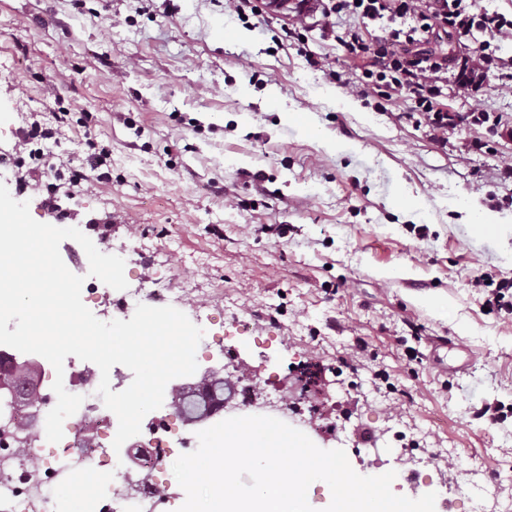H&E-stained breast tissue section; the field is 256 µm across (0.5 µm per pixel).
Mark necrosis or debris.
Wrapping results in <instances>:
<instances>
[{
  "instance_id": "necrosis-or-debris-1",
  "label": "necrosis or debris",
  "mask_w": 512,
  "mask_h": 512,
  "mask_svg": "<svg viewBox=\"0 0 512 512\" xmlns=\"http://www.w3.org/2000/svg\"><path fill=\"white\" fill-rule=\"evenodd\" d=\"M100 377L89 365L65 364L60 378L66 390L84 401L65 420L57 443L30 438L28 405L0 402V512H55L54 485L76 474L111 475L113 491L101 495L95 512H156L171 485L170 463L191 441L168 417L154 418L133 443L143 478L117 468L111 412L97 393Z\"/></svg>"
}]
</instances>
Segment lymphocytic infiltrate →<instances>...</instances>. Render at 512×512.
<instances>
[{
    "mask_svg": "<svg viewBox=\"0 0 512 512\" xmlns=\"http://www.w3.org/2000/svg\"><path fill=\"white\" fill-rule=\"evenodd\" d=\"M370 22L402 20L401 28L382 29L365 40L351 29L340 42L351 58L366 65L355 82L359 94L384 101H409V119L428 128L437 139L465 124L486 127L501 138L512 139V122L483 109L451 112L440 107L446 75H453L457 92L468 98L484 95L488 75H495L499 89L512 90V57L502 58L505 41H512V17L479 5L478 0H297L290 38L301 39L309 16L331 22L339 14ZM468 40L465 53L448 55L435 46L450 39Z\"/></svg>",
    "mask_w": 512,
    "mask_h": 512,
    "instance_id": "f902f5d3",
    "label": "lymphocytic infiltrate"
}]
</instances>
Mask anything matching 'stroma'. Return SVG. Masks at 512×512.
Masks as SVG:
<instances>
[{"label":"stroma","instance_id":"obj_1","mask_svg":"<svg viewBox=\"0 0 512 512\" xmlns=\"http://www.w3.org/2000/svg\"><path fill=\"white\" fill-rule=\"evenodd\" d=\"M287 23L238 18L228 0H0V153L19 155L29 115L64 112L50 162L112 159L53 198L50 170L38 186L17 167L0 182L36 221L67 213L123 257L126 279L208 316L234 356L225 388H285L314 363L310 437L358 474L392 470L395 494L472 512L464 460L511 501L512 414L479 410L512 407V317L484 308L512 277V182L499 178L512 141L463 127L441 144L405 119L407 102L375 109L334 39L357 18L312 27L302 46ZM478 136L486 149L470 151ZM396 431L423 451L417 482Z\"/></svg>","mask_w":512,"mask_h":512}]
</instances>
